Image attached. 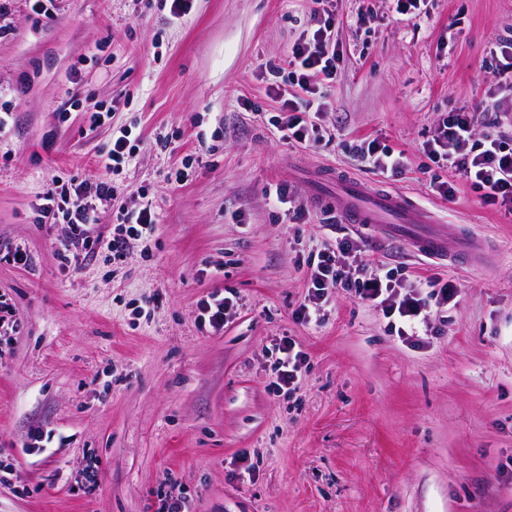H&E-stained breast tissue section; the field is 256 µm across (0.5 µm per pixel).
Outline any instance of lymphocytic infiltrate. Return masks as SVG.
Masks as SVG:
<instances>
[{"mask_svg":"<svg viewBox=\"0 0 512 512\" xmlns=\"http://www.w3.org/2000/svg\"><path fill=\"white\" fill-rule=\"evenodd\" d=\"M313 2L309 24L289 47L284 66L268 68L271 75H285L294 91L288 94L280 86L269 87L278 106L267 123L280 140L305 149L332 139L320 122L324 89L335 81L344 60V50L333 36L335 0ZM510 120L512 114L505 110L487 115L465 107L454 109L439 120L422 152L437 167L460 174L482 204L512 215V135L502 130L504 122ZM138 140L133 127H115L102 155L106 170L103 177L88 180L73 176L55 181L36 205L39 223L58 224L63 229L56 247L63 266H71L73 257L82 254L94 256L103 252L116 264L134 251L149 256L158 222L151 201H143L131 211L116 212L120 234L103 238L92 233L101 208L117 191L114 177L133 160ZM354 156L368 164L375 175L388 180L401 176L406 168L404 153L375 137L362 138ZM358 250V245L343 235L308 261L307 292L292 312L295 322L320 320L332 290L339 288L380 310L397 335L412 336L417 325L427 323L433 311L447 306L458 295L456 283L439 277L426 279L424 291L400 294L397 268L384 262L369 265L358 257ZM239 302L238 293L229 288L209 293L197 304L199 326L215 333L223 331ZM272 353L271 391L279 394L295 390L305 366V352L292 338L282 336L276 340Z\"/></svg>","mask_w":512,"mask_h":512,"instance_id":"1","label":"lymphocytic infiltrate"}]
</instances>
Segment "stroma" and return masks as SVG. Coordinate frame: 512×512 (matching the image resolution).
Returning a JSON list of instances; mask_svg holds the SVG:
<instances>
[{
    "label": "stroma",
    "instance_id": "35a3bbf8",
    "mask_svg": "<svg viewBox=\"0 0 512 512\" xmlns=\"http://www.w3.org/2000/svg\"><path fill=\"white\" fill-rule=\"evenodd\" d=\"M311 7L194 0L179 20L159 0H56L50 18L28 0L0 10V246L33 257L28 268L0 260L18 323L0 358V512H157L161 490L189 512H512V216L450 171L454 201L435 196L422 153L441 114L484 102L494 78L483 61L512 34V0H426L411 21L389 0H339L346 54L323 115L336 137L312 150L278 142L242 107L274 111L265 64L283 59ZM96 110L109 117L92 127ZM125 124L140 132L136 158L93 231L112 235L113 211L144 185L158 246L118 266L99 254L62 268L60 229L33 206L52 180L101 175ZM368 135L404 151L399 180L356 165L350 146ZM188 156L187 182L171 185ZM327 166L408 193L449 246L476 251L453 267L408 238L342 230L399 267L405 290L433 276L460 284L440 331L397 336L342 292L323 322L293 321L305 261L337 232L323 222L336 185L311 179ZM284 182L307 223L268 205L266 189ZM225 288L240 294L236 315L223 332L199 328L198 301ZM283 335L307 367L278 397L269 349Z\"/></svg>",
    "mask_w": 512,
    "mask_h": 512
}]
</instances>
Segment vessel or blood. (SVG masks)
Segmentation results:
<instances>
[{"mask_svg": "<svg viewBox=\"0 0 512 512\" xmlns=\"http://www.w3.org/2000/svg\"><path fill=\"white\" fill-rule=\"evenodd\" d=\"M336 208L346 224L380 226L387 231L409 235L420 254L447 260L452 264L470 262L471 255L460 249L447 252L442 239L428 232L434 216L425 210L414 209L404 194L395 190L371 189L356 177L339 173L335 176Z\"/></svg>", "mask_w": 512, "mask_h": 512, "instance_id": "vessel-or-blood-1", "label": "vessel or blood"}]
</instances>
